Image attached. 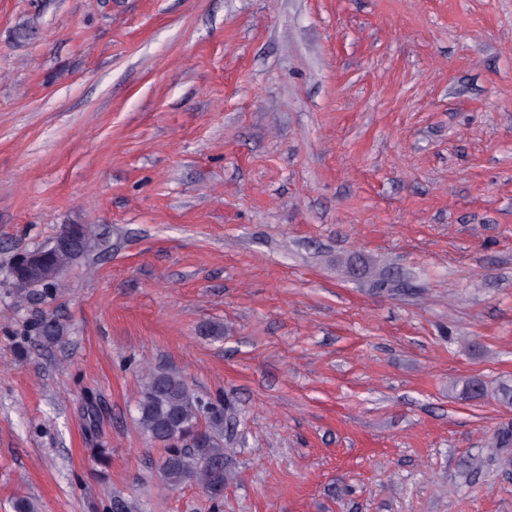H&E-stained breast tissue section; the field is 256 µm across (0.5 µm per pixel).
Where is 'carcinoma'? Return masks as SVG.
<instances>
[{"mask_svg":"<svg viewBox=\"0 0 512 512\" xmlns=\"http://www.w3.org/2000/svg\"><path fill=\"white\" fill-rule=\"evenodd\" d=\"M47 343L60 337L52 319L39 324ZM138 424L143 433L164 450L159 470L172 488L194 480L213 501L224 497V409L196 395L175 372L154 371L140 391ZM512 447V429L503 428L489 444V454L503 455Z\"/></svg>","mask_w":512,"mask_h":512,"instance_id":"cac0c4a2","label":"carcinoma"}]
</instances>
